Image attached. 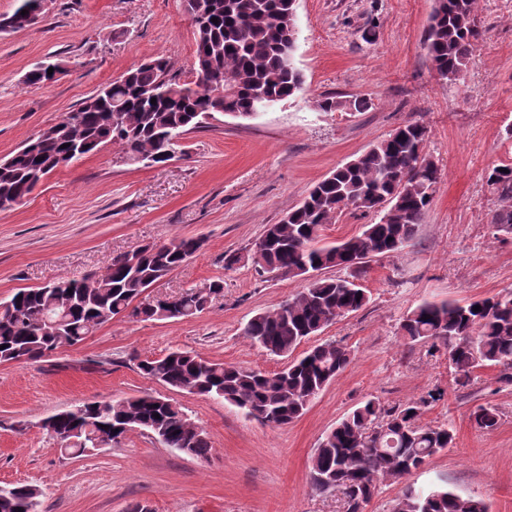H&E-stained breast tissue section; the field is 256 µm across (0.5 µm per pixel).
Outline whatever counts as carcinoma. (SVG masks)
I'll use <instances>...</instances> for the list:
<instances>
[{
  "label": "carcinoma",
  "mask_w": 512,
  "mask_h": 512,
  "mask_svg": "<svg viewBox=\"0 0 512 512\" xmlns=\"http://www.w3.org/2000/svg\"><path fill=\"white\" fill-rule=\"evenodd\" d=\"M205 6L206 23L196 26L192 65L202 73L199 80H182L166 59L155 58L129 70L127 79L106 83L66 113L56 129L38 135L0 166V210L31 194L38 187L34 178L45 179L106 144L120 145L125 163L137 164L202 127L216 112L248 117L259 97L281 102L303 90V74L294 65L296 0H205ZM481 37L478 0H436L426 47L443 79L461 77ZM25 81L40 85L56 78L35 65ZM319 106L326 112L343 106L362 112L368 102L326 97ZM427 139L428 128L421 122L395 129L319 181L288 213V220L266 225L247 257L234 253L224 258L228 267L247 259L264 273L305 281L293 297L256 314L243 327V336L251 343L288 359L280 370L266 372L175 350L140 361L139 372L169 390L222 400L263 424L282 427L303 415L350 362L351 351L325 342L296 359L292 354L337 318L365 307L369 297L358 280L367 263L398 252L415 235L439 183V168L425 151ZM501 167L507 172L499 171ZM488 182L502 202L492 223L512 233V162L493 167ZM345 209L374 213L378 221L338 244L322 242L323 225ZM204 245L201 238L176 237L135 249V266L120 253L101 273L17 290L0 301V362L35 360L61 346L78 344L116 316L184 320L202 314L221 294L222 282L153 300L142 294ZM332 268L347 270L349 276L321 274ZM477 304L479 311L473 310ZM400 330L411 342L442 345L461 388L469 386L475 371L483 367L499 369L498 382L512 385V294L465 305L424 302L404 317ZM443 397L444 392L435 389L390 409L369 400L347 414L311 457L313 489L340 490L346 512H362L380 482L404 478L452 445L451 427L419 423L423 409ZM500 419L498 408L490 404L471 414L475 427L486 431L495 429ZM104 426L116 429L114 446L139 430L186 455L205 458L211 450L207 433L180 405L158 393L88 401L58 412L54 435L62 453L77 457L94 449L92 436ZM40 497L34 486L0 485V512H40ZM394 512L488 508L483 500L446 486L409 485Z\"/></svg>",
  "instance_id": "1"
}]
</instances>
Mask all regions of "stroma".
Returning a JSON list of instances; mask_svg holds the SVG:
<instances>
[{"label": "stroma", "instance_id": "35a3bbf8", "mask_svg": "<svg viewBox=\"0 0 512 512\" xmlns=\"http://www.w3.org/2000/svg\"><path fill=\"white\" fill-rule=\"evenodd\" d=\"M435 0H297L296 97L242 119L216 114L188 132L167 163L125 164L105 145L51 173L21 205L0 211V300L18 289L75 278L114 255L175 237L204 248L149 297L222 280L210 309L188 320L118 316L52 356L0 363V484L40 489L42 512H344L340 494L316 492L312 455L324 436L367 400L393 407L433 389L444 398L420 421L455 439L405 481H385L363 512H392L405 485L447 484L512 512V386L496 368L456 389L443 347L409 343L400 332L424 302L466 304L512 291V235L493 225L501 201L487 182L512 161V0H479L482 39L457 82L441 79L426 48ZM371 40H364L365 31ZM195 40L184 0H47L40 22L0 32V157L76 109L103 84L147 59L165 57L189 77ZM67 65L47 85L24 76L47 56ZM366 99L368 108L326 112L319 100ZM428 128L427 153L440 169L434 200L400 251L369 262L368 304L320 334L351 351L343 371L283 427L247 417L224 401L166 392L137 363L181 349L224 363L276 371L284 358L247 341L256 313L301 290L298 278L225 268L311 188L368 147L413 122ZM169 393L204 428L208 460L130 433L120 446L61 455L40 423L90 400ZM498 407L492 431L473 426L482 404Z\"/></svg>", "mask_w": 512, "mask_h": 512}]
</instances>
